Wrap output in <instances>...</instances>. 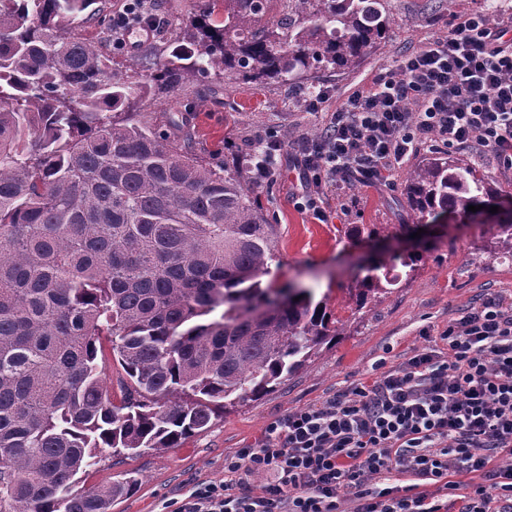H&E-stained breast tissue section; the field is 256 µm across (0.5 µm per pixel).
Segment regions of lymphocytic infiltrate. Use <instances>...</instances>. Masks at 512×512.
I'll return each instance as SVG.
<instances>
[{
	"label": "lymphocytic infiltrate",
	"mask_w": 512,
	"mask_h": 512,
	"mask_svg": "<svg viewBox=\"0 0 512 512\" xmlns=\"http://www.w3.org/2000/svg\"><path fill=\"white\" fill-rule=\"evenodd\" d=\"M432 140L512 167V20L458 17L325 113L318 135H257L246 172L262 183L290 157L324 222L325 195L387 183ZM439 339L273 423L177 512H512V298L482 299Z\"/></svg>",
	"instance_id": "1"
}]
</instances>
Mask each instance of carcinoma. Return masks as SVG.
<instances>
[{
  "mask_svg": "<svg viewBox=\"0 0 512 512\" xmlns=\"http://www.w3.org/2000/svg\"><path fill=\"white\" fill-rule=\"evenodd\" d=\"M216 0L135 79L109 51L108 0H0V512H112L128 476L78 492L106 455L178 448L219 409L273 391L347 324L311 288L262 286L276 225L228 162H204L140 118V104L197 75L291 81L345 71L388 28L384 0H288L272 21L253 0ZM404 195L419 214H470L494 195L451 151L421 158ZM512 259V224L496 234ZM399 276L377 263L358 307ZM121 366L114 403L102 339Z\"/></svg>",
  "mask_w": 512,
  "mask_h": 512,
  "instance_id": "carcinoma-1",
  "label": "carcinoma"
}]
</instances>
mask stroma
I'll list each match as a JSON object with an SVG mask.
<instances>
[{
	"mask_svg": "<svg viewBox=\"0 0 512 512\" xmlns=\"http://www.w3.org/2000/svg\"><path fill=\"white\" fill-rule=\"evenodd\" d=\"M491 0H454L435 10L425 0H387L392 22L378 48L354 69L334 74L315 71L312 83L327 89L320 110H305L299 89L283 83L244 84L227 78L197 77L181 91L143 101L144 118L160 112H187L188 129L173 128L179 139L190 135L204 160H223L225 152L241 153L255 133L272 131L317 135L323 114L335 108L355 87L369 85L381 72L393 68L408 52L423 49L446 36L456 17L488 11ZM151 10L166 18L163 31L137 50L118 51L114 71L137 75L147 52L162 53L180 28L195 14L196 0H152ZM462 157L478 168L496 191L493 209H481L476 219L457 215L433 217L413 213L406 205V173L398 171L389 184L351 186L326 196L328 223L315 220L297 205L298 172L283 162L277 175L254 186L253 192L278 230V252L265 283L275 288L303 285L313 288L332 316L347 319L345 335L337 337L304 369L266 396L213 416L210 426L186 439L181 447L143 449L129 457L109 458L82 476L80 488L89 489L135 473L140 484L118 501L112 512H161L176 508L184 493L203 481L224 478V462L259 440L274 422L321 402L356 383L376 377L378 365L397 364L416 349L438 343L441 332L463 309L499 294L512 296V261L492 258L497 226L512 213V170L493 156L469 149ZM373 224L379 237L364 241L354 227ZM415 224L421 237L392 232V225ZM395 271L412 262L406 282L382 296L372 312L358 310L355 290L371 273L373 261Z\"/></svg>",
	"mask_w": 512,
	"mask_h": 512,
	"instance_id": "stroma-1",
	"label": "stroma"
}]
</instances>
